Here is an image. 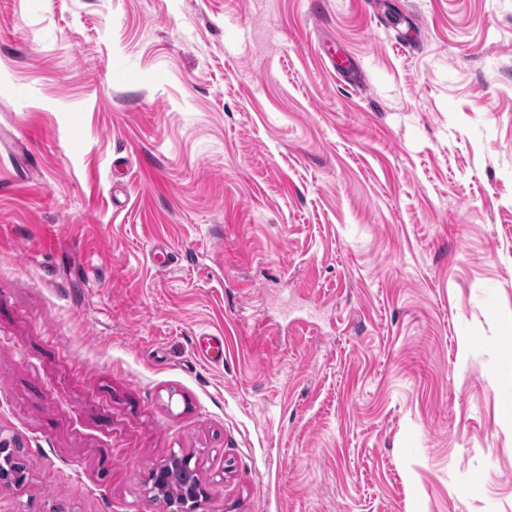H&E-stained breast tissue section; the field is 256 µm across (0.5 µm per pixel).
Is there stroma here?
<instances>
[{"mask_svg": "<svg viewBox=\"0 0 512 512\" xmlns=\"http://www.w3.org/2000/svg\"><path fill=\"white\" fill-rule=\"evenodd\" d=\"M0 133V512H512V0H0ZM198 348L207 361L214 365H223L224 363V339L220 336H201L198 337ZM200 483L198 471L195 466L190 470L177 472L171 478L168 487L165 490L166 498L174 503L185 502L184 493Z\"/></svg>", "mask_w": 512, "mask_h": 512, "instance_id": "stroma-1", "label": "stroma"}]
</instances>
